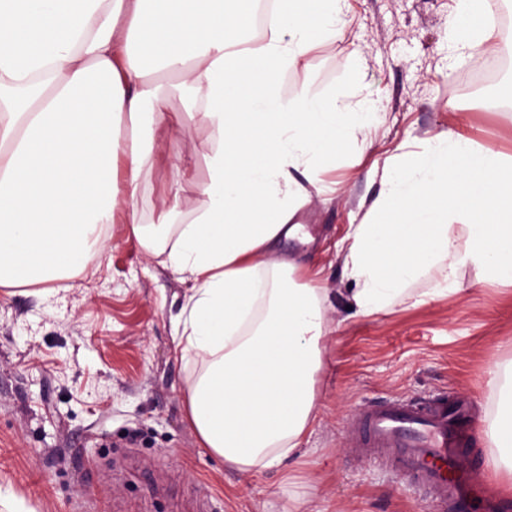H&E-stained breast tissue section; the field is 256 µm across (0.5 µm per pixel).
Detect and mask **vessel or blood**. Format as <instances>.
Segmentation results:
<instances>
[{
  "label": "vessel or blood",
  "mask_w": 512,
  "mask_h": 512,
  "mask_svg": "<svg viewBox=\"0 0 512 512\" xmlns=\"http://www.w3.org/2000/svg\"><path fill=\"white\" fill-rule=\"evenodd\" d=\"M470 425L469 407L459 398L368 402L358 412L355 450L426 490L434 512H506L505 502L487 493L464 449Z\"/></svg>",
  "instance_id": "b4317fda"
}]
</instances>
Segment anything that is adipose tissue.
I'll list each match as a JSON object with an SVG mask.
<instances>
[{
	"label": "adipose tissue",
	"instance_id": "obj_1",
	"mask_svg": "<svg viewBox=\"0 0 512 512\" xmlns=\"http://www.w3.org/2000/svg\"><path fill=\"white\" fill-rule=\"evenodd\" d=\"M253 2L0 0V288L70 277L126 217L144 252L190 283L174 340L207 364L187 389V420L244 473L306 456L334 332L326 288L275 246L300 233L311 193H335L322 173L372 145L369 113L343 92L280 86L335 37L347 0H275L258 31ZM453 14L458 47L495 52L485 0H454ZM159 69L181 77L210 129L209 176L172 163L163 221L146 225L136 204L156 134L184 125L152 79ZM380 185L338 244L355 315L387 313L449 256L512 282V155L438 135L387 157ZM492 372L502 403L485 428L487 465L512 478V364Z\"/></svg>",
	"mask_w": 512,
	"mask_h": 512
}]
</instances>
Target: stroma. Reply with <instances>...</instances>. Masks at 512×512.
<instances>
[{
  "instance_id": "1",
  "label": "stroma",
  "mask_w": 512,
  "mask_h": 512,
  "mask_svg": "<svg viewBox=\"0 0 512 512\" xmlns=\"http://www.w3.org/2000/svg\"><path fill=\"white\" fill-rule=\"evenodd\" d=\"M452 0H347L335 38L289 89H339L370 113L373 144L353 169L335 172L332 198L304 210L313 243L282 241V253L322 271L330 317L317 385L318 422L297 465L295 491L313 512H432L422 490L350 450L361 404L431 395L467 396L485 460L482 428L494 412L490 363L512 361V284L485 282L478 261L459 264L458 293L418 305L443 285L447 261L429 268L387 314L350 315V283L335 245L380 190L377 176L403 141L452 130L512 154V82L473 87L472 55L450 38ZM195 179L207 176L208 127L187 119L160 129ZM165 155L153 159L138 220L159 221ZM189 288L159 258L146 257L124 218L104 250L69 279L0 288V494L20 512H286L282 473H241L202 448L185 396L204 368L180 357L174 323Z\"/></svg>"
}]
</instances>
